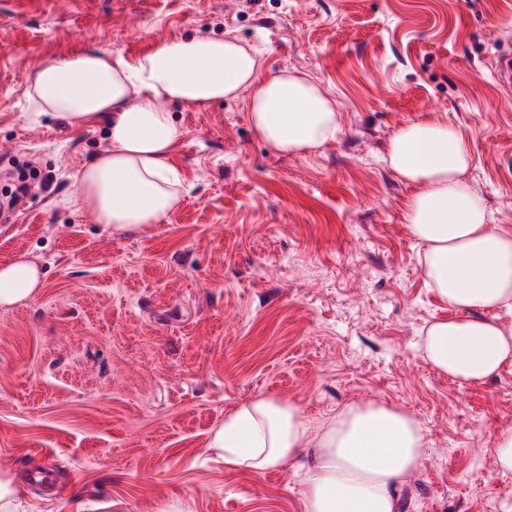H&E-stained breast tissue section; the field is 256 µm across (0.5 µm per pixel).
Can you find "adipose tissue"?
<instances>
[{
    "instance_id": "1",
    "label": "adipose tissue",
    "mask_w": 512,
    "mask_h": 512,
    "mask_svg": "<svg viewBox=\"0 0 512 512\" xmlns=\"http://www.w3.org/2000/svg\"><path fill=\"white\" fill-rule=\"evenodd\" d=\"M243 92L254 133L278 153L301 155L336 137L337 105L320 84L298 70L260 76L255 50L230 34L161 40L132 59L86 49L37 68L30 99L39 115L73 127L105 123L111 146L74 174L75 195L99 223L127 232L180 203L171 164L178 129L161 101L204 107ZM472 161L464 134L431 120L399 128L386 156L415 188L406 219L424 274L457 312L427 328L423 357L462 384L512 362V325L497 316L512 309V230L492 223L467 181ZM40 286L26 255L0 262V308L32 299ZM208 447L242 472L299 476L303 512H399L427 442L420 423L394 406L369 402L315 420L293 403L257 396L227 414Z\"/></svg>"
}]
</instances>
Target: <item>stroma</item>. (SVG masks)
<instances>
[{
  "mask_svg": "<svg viewBox=\"0 0 512 512\" xmlns=\"http://www.w3.org/2000/svg\"><path fill=\"white\" fill-rule=\"evenodd\" d=\"M232 33L260 74L307 73L338 105L335 140L302 156L252 131L248 96L162 101L180 137L182 203L115 232L73 176L110 146L99 125L33 120L44 62L86 48L137 57L159 39ZM512 0H0V193L31 191L0 226V262L41 268L35 298L0 309V471L26 512H302L299 479L243 473L207 446L240 402L268 396L322 418L369 401L423 426L427 457L401 512H500L495 464L512 428V363L462 385L419 348L455 315L424 276L405 218L413 189L384 163L400 127L445 121L470 140L468 179L512 228ZM54 465L62 495L24 482Z\"/></svg>",
  "mask_w": 512,
  "mask_h": 512,
  "instance_id": "35a3bbf8",
  "label": "stroma"
}]
</instances>
